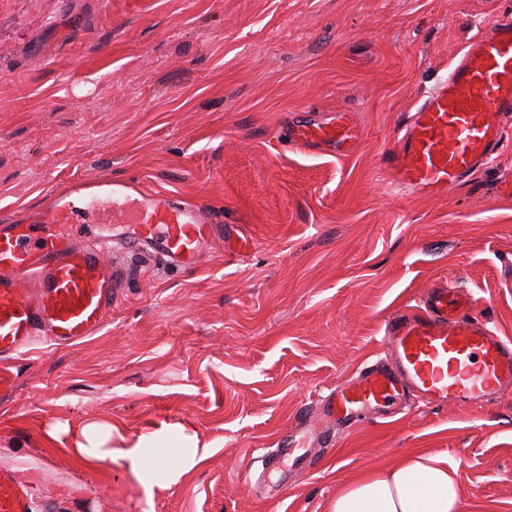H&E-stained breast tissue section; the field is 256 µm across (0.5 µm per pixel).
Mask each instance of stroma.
I'll list each match as a JSON object with an SVG mask.
<instances>
[{"label":"stroma","mask_w":512,"mask_h":512,"mask_svg":"<svg viewBox=\"0 0 512 512\" xmlns=\"http://www.w3.org/2000/svg\"><path fill=\"white\" fill-rule=\"evenodd\" d=\"M512 0H0V220L77 180L137 181L224 213V243L182 273L137 259L108 324L39 344L0 407V468L33 512H329L339 487L410 451L459 464L461 512H512V389L295 445L315 406L380 349L386 317L438 282L472 289L512 338V132L491 172L402 195L383 152L465 42ZM357 116L349 156L298 152L292 126ZM145 442L175 465L77 466L73 435Z\"/></svg>","instance_id":"stroma-1"}]
</instances>
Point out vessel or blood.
<instances>
[{
  "label": "vessel or blood",
  "instance_id": "b4317fda",
  "mask_svg": "<svg viewBox=\"0 0 512 512\" xmlns=\"http://www.w3.org/2000/svg\"><path fill=\"white\" fill-rule=\"evenodd\" d=\"M512 129V13L470 38L447 77L397 130L382 166L408 196H438L489 170ZM351 113L293 127L290 146L342 154ZM125 224L113 238L111 225ZM224 233L222 215L138 182L95 178L47 191L28 218L0 225V402L18 391L15 362L39 339L70 346L101 331L126 285L125 256L193 271ZM468 289L437 284L382 326V356L319 401L323 423L382 419L394 401L485 404L512 387V339L477 314ZM15 471L0 470V512H31Z\"/></svg>",
  "mask_w": 512,
  "mask_h": 512
}]
</instances>
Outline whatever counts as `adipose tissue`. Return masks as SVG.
<instances>
[{"label":"adipose tissue","instance_id":"adipose-tissue-1","mask_svg":"<svg viewBox=\"0 0 512 512\" xmlns=\"http://www.w3.org/2000/svg\"><path fill=\"white\" fill-rule=\"evenodd\" d=\"M458 466L415 451L398 464L370 469L342 486L330 512H460Z\"/></svg>","mask_w":512,"mask_h":512}]
</instances>
